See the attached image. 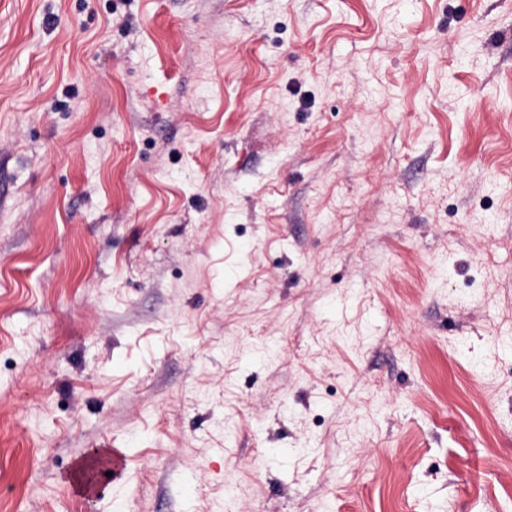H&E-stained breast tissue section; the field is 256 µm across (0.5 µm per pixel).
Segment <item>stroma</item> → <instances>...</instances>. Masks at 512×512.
<instances>
[{
    "label": "stroma",
    "mask_w": 512,
    "mask_h": 512,
    "mask_svg": "<svg viewBox=\"0 0 512 512\" xmlns=\"http://www.w3.org/2000/svg\"><path fill=\"white\" fill-rule=\"evenodd\" d=\"M0 512H512V0H0Z\"/></svg>",
    "instance_id": "1"
}]
</instances>
